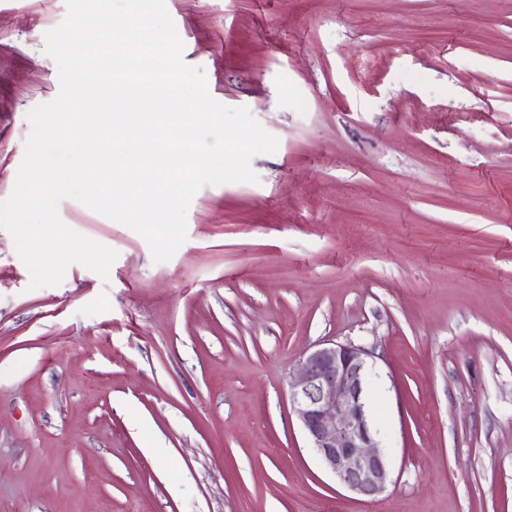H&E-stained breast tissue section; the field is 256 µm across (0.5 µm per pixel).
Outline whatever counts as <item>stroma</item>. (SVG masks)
<instances>
[{"label": "stroma", "mask_w": 512, "mask_h": 512, "mask_svg": "<svg viewBox=\"0 0 512 512\" xmlns=\"http://www.w3.org/2000/svg\"><path fill=\"white\" fill-rule=\"evenodd\" d=\"M183 59L277 137L186 240L67 199L117 253L56 286L0 229V512H512V0H165ZM67 0H0V201L60 83ZM326 342L375 353L379 500L290 398Z\"/></svg>", "instance_id": "35a3bbf8"}]
</instances>
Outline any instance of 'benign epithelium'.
Masks as SVG:
<instances>
[{"mask_svg":"<svg viewBox=\"0 0 512 512\" xmlns=\"http://www.w3.org/2000/svg\"><path fill=\"white\" fill-rule=\"evenodd\" d=\"M352 344L306 351L291 385V402L323 468L353 494L376 501L390 468L367 411L368 359Z\"/></svg>","mask_w":512,"mask_h":512,"instance_id":"benign-epithelium-1","label":"benign epithelium"}]
</instances>
